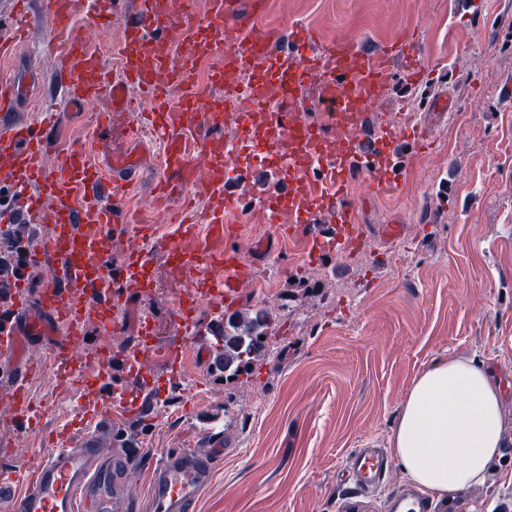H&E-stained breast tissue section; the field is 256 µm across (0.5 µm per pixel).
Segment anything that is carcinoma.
Instances as JSON below:
<instances>
[{"mask_svg": "<svg viewBox=\"0 0 512 512\" xmlns=\"http://www.w3.org/2000/svg\"><path fill=\"white\" fill-rule=\"evenodd\" d=\"M271 317L267 310L259 309L254 315L236 313L224 330V368L237 362L233 375L240 376L262 355L266 348L265 337L270 335Z\"/></svg>", "mask_w": 512, "mask_h": 512, "instance_id": "obj_1", "label": "carcinoma"}]
</instances>
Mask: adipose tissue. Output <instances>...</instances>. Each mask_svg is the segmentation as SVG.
<instances>
[{
    "label": "adipose tissue",
    "instance_id": "adipose-tissue-1",
    "mask_svg": "<svg viewBox=\"0 0 512 512\" xmlns=\"http://www.w3.org/2000/svg\"><path fill=\"white\" fill-rule=\"evenodd\" d=\"M503 397L478 360L451 355L422 370L392 438L409 479L438 496L483 482L502 446Z\"/></svg>",
    "mask_w": 512,
    "mask_h": 512
}]
</instances>
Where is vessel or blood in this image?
<instances>
[{"label":"vessel or blood","mask_w":512,"mask_h":512,"mask_svg":"<svg viewBox=\"0 0 512 512\" xmlns=\"http://www.w3.org/2000/svg\"><path fill=\"white\" fill-rule=\"evenodd\" d=\"M98 16L77 25L71 0H43L51 16L56 37L54 52L58 77L71 109L78 110L101 97L112 102L111 113L99 114L95 129H111L112 112L131 111L130 90H138L150 104L151 123L163 138L166 164L156 177L154 194H177L187 190L188 171L205 163L213 172L206 190L224 205L205 217L189 213L170 225L167 239L176 245V258L192 282L197 300H212L218 306L237 302L238 285L249 274L241 255L224 243V227L232 223L240 206L238 194L224 176V155L212 142L200 140L195 129L177 119L180 111H194L200 126L222 131L245 112L272 109L276 114L273 150L287 156L284 168L266 171L276 180L271 209L288 204L295 209L314 249L319 253L345 247L352 235L362 234L347 188L355 178L366 177L375 195L396 193L402 179L396 168L380 167L378 161L405 149L425 146L429 134L405 129L399 137L375 135L368 125L366 106L378 99L395 61L421 80L427 75L417 44L406 35L381 52L361 49L339 41L316 48L312 35L294 27L288 34L258 28L266 0H210L207 15H200L193 0L175 6L173 0H137V9L125 13L123 0H102ZM122 19L125 39L116 53L123 76L109 78L98 53L91 48L98 29L113 19ZM181 29L201 53L219 59L221 69L214 77L221 83L237 73L262 69V78L251 83L245 99L216 101L203 98L195 88L188 56L178 55L169 41L171 28ZM325 66L321 88L323 106L332 115L328 125L305 122L294 107L306 89V70ZM165 72L170 84L182 88L180 101H172L156 75ZM276 96H269V88ZM25 98L15 78L0 79V167L5 174L0 186L21 190L25 198L13 216L15 223L39 221L51 225V233L33 236L12 247V265H49L38 299V314H31L24 278L0 276V350L12 357L8 374L12 391L6 404L13 421L31 420L34 406L30 384L37 371L28 354L29 340L42 336L49 324L69 325L79 330L83 308L95 309L107 321L115 308L126 306V284L145 282L144 269L154 260L147 246L156 237V225L142 223L125 200L123 189L136 179L139 160L133 150L111 155L110 172L90 161L85 150L69 148L51 153L47 125L14 120ZM353 123V137L340 140L335 125ZM332 147L335 159L313 169L306 157L313 145ZM40 194H28L31 185ZM131 234L136 245L124 267L112 268L101 242L113 234ZM183 336L160 345L168 361H178L187 349L221 350L223 326L198 328L185 318ZM54 372L68 384H92V373L73 368L71 358L61 356ZM134 399L113 402L111 408L82 416L78 427L64 429L59 440L38 466L17 456L0 467V512H112L119 506L122 479L140 462L137 446L118 448L112 457L100 456L110 447L122 421L148 419L155 414L145 369L127 374ZM214 466L187 448L163 452L150 468L148 494L150 512H193ZM391 467L383 449L360 448L336 471V484L344 489L343 512H362L367 496L382 483ZM390 512H446L418 488L402 485L389 501Z\"/></svg>","instance_id":"vessel-or-blood-1"}]
</instances>
